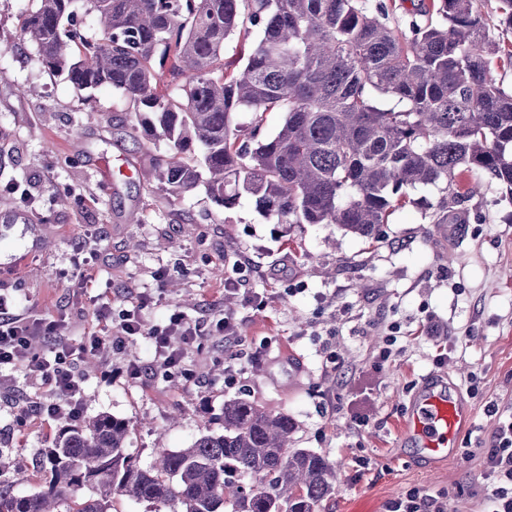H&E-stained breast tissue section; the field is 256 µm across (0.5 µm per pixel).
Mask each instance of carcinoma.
I'll list each match as a JSON object with an SVG mask.
<instances>
[{"label": "carcinoma", "instance_id": "cac0c4a2", "mask_svg": "<svg viewBox=\"0 0 512 512\" xmlns=\"http://www.w3.org/2000/svg\"><path fill=\"white\" fill-rule=\"evenodd\" d=\"M34 2L21 30L44 68L80 90L122 92L135 104L130 137L166 142L158 190L202 185L226 209L247 194L273 224H334L371 246L420 187L439 192L431 224L480 215L465 173L512 203V85L501 78L512 0H499L494 34L480 0ZM237 35L249 43L227 65ZM269 112L283 122L262 139ZM220 420L143 467L128 453L130 420L85 417L40 454L46 488L1 489L0 512H112L116 497L156 512H318L336 494L334 467L292 447L287 413L236 397ZM85 486L96 497L77 499Z\"/></svg>", "mask_w": 512, "mask_h": 512}]
</instances>
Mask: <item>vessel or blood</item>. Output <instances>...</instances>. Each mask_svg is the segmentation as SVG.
Segmentation results:
<instances>
[{
    "mask_svg": "<svg viewBox=\"0 0 512 512\" xmlns=\"http://www.w3.org/2000/svg\"><path fill=\"white\" fill-rule=\"evenodd\" d=\"M468 418L469 412L460 400L429 378L414 399L404 433L424 448L429 460L444 461L450 458L451 442Z\"/></svg>",
    "mask_w": 512,
    "mask_h": 512,
    "instance_id": "obj_1",
    "label": "vessel or blood"
}]
</instances>
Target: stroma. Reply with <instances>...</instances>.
<instances>
[{
	"label": "stroma",
	"mask_w": 512,
	"mask_h": 512,
	"mask_svg": "<svg viewBox=\"0 0 512 512\" xmlns=\"http://www.w3.org/2000/svg\"><path fill=\"white\" fill-rule=\"evenodd\" d=\"M33 6L0 0V192L13 188L15 215L0 220V293L23 297L34 315L65 316L77 337L113 335L129 288L151 296L141 311L150 325L173 306L192 321L224 309L246 353L231 383L211 338L192 347L188 374L154 366L131 380L127 361L153 359L147 339L133 337L86 373L84 415L133 420L128 450L146 466L156 446L185 448L220 429L225 399L248 395L288 413L295 447L335 467L340 482L322 512H386L412 488L441 494L452 512H480L483 450L468 430L434 470L400 432L410 396L433 372L472 408L481 437L498 425L488 401L512 408V205L497 188L483 186V216L466 224L429 223L425 205L438 192L417 190L419 204L381 226L375 249L333 225L270 223L248 195L231 209L201 187L172 196L150 177L166 144L124 136L133 102L109 87L79 90L41 65L20 31ZM82 262L96 287L77 288ZM101 293L112 304L105 321ZM391 336L393 354L379 361ZM50 399L25 371L0 372V485L14 493L46 486L34 462L66 421L32 405Z\"/></svg>",
	"instance_id": "1"
}]
</instances>
